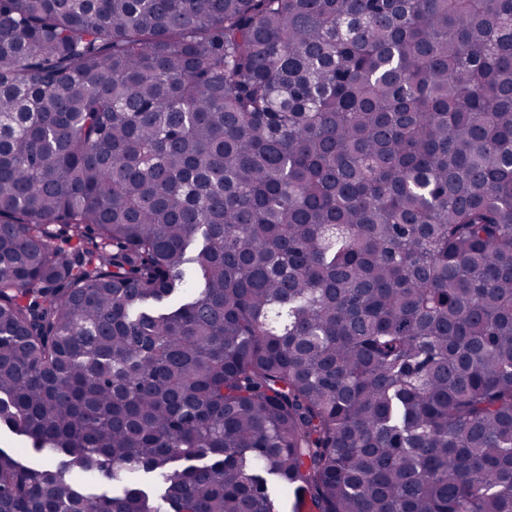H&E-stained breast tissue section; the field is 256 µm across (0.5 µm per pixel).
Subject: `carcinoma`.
<instances>
[{
    "label": "carcinoma",
    "instance_id": "cac0c4a2",
    "mask_svg": "<svg viewBox=\"0 0 512 512\" xmlns=\"http://www.w3.org/2000/svg\"><path fill=\"white\" fill-rule=\"evenodd\" d=\"M0 512H512V0H0Z\"/></svg>",
    "mask_w": 512,
    "mask_h": 512
}]
</instances>
